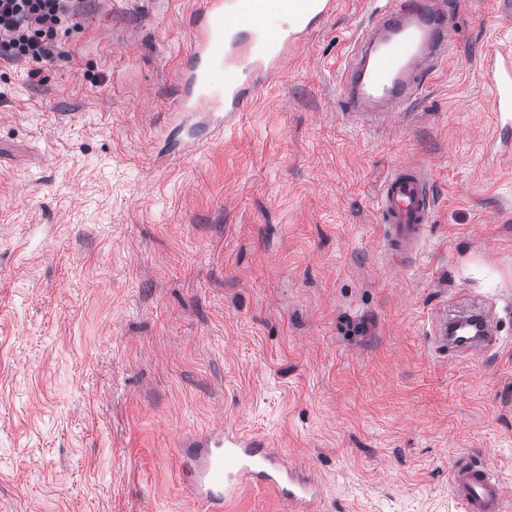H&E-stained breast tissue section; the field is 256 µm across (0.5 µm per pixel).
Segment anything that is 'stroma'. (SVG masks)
Here are the masks:
<instances>
[{
    "instance_id": "stroma-1",
    "label": "stroma",
    "mask_w": 512,
    "mask_h": 512,
    "mask_svg": "<svg viewBox=\"0 0 512 512\" xmlns=\"http://www.w3.org/2000/svg\"><path fill=\"white\" fill-rule=\"evenodd\" d=\"M455 50L405 121L338 117L369 0L321 30L192 154L156 137L196 0H78L62 56L0 62V512H205L184 435L227 423L322 488L315 512H463L488 459L512 512V152L479 77L512 47L499 0H454ZM424 165L435 212L391 252L376 197ZM491 310L497 345L430 329ZM481 325L482 333L477 339L464 346V349H460L458 346L448 342V317H444L443 313L437 316V320H434L433 332L430 334L434 340V350L444 359L448 357H456L460 354H464L465 351L472 355L479 354L487 351L496 341L494 336V330L490 321L489 316L482 312L478 316ZM454 498L464 512H504L507 495L494 469L484 460L468 453L456 458L451 471Z\"/></svg>"
}]
</instances>
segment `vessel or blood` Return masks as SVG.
<instances>
[{
	"mask_svg": "<svg viewBox=\"0 0 512 512\" xmlns=\"http://www.w3.org/2000/svg\"><path fill=\"white\" fill-rule=\"evenodd\" d=\"M336 10V0H200L193 11V38L177 73L176 98L158 131L167 141L186 117L209 106L214 130L223 129L268 79L280 72L289 54ZM447 0H385L360 25L339 68L345 125L379 131L404 120L411 103L448 62L454 42ZM484 83L503 128H512V53L495 50L486 58ZM434 214V192L425 168L396 165L377 201L378 221L388 248L418 254ZM482 333L465 347L448 340V319L433 326L434 350L441 357L478 354L496 341L488 315ZM179 478L207 512H223L225 499L257 486L288 501L292 512H310L318 484L263 439L240 435L224 425L187 435ZM454 498L464 512H505L507 495L486 461L472 454L456 458L451 471Z\"/></svg>",
	"mask_w": 512,
	"mask_h": 512,
	"instance_id": "obj_1",
	"label": "vessel or blood"
}]
</instances>
